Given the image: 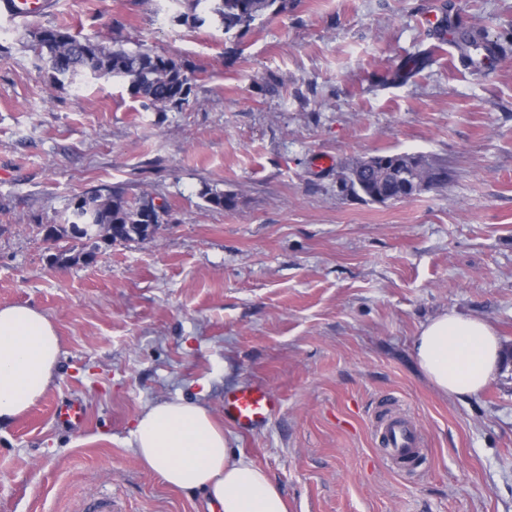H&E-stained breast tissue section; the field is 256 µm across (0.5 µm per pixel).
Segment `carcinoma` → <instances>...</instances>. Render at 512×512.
I'll list each match as a JSON object with an SVG mask.
<instances>
[{"instance_id":"1","label":"carcinoma","mask_w":512,"mask_h":512,"mask_svg":"<svg viewBox=\"0 0 512 512\" xmlns=\"http://www.w3.org/2000/svg\"><path fill=\"white\" fill-rule=\"evenodd\" d=\"M187 12L176 19L193 20L198 25L211 19L228 35H241L266 15L287 9L288 0H182ZM34 51L38 60L52 72L54 79L73 77L81 72L94 76H110L128 84L130 93L143 106L159 112L180 109L190 103L193 75L188 66L174 57L142 49H129L120 41L107 47L56 27H42L34 32ZM461 58L487 49L483 36L463 34L457 42ZM426 173L430 186L448 182V166L424 155L384 153L368 157L367 166L356 160L342 176L345 191L370 202L385 203L410 199L427 187L416 181L417 173ZM151 197L133 201L108 185H102L75 198L69 207L66 223L52 225L49 234L57 239L70 236L96 241L98 224H120L125 227L124 242L150 239L138 232L142 215L155 210Z\"/></svg>"}]
</instances>
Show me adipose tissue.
<instances>
[{"label":"adipose tissue","instance_id":"obj_1","mask_svg":"<svg viewBox=\"0 0 512 512\" xmlns=\"http://www.w3.org/2000/svg\"><path fill=\"white\" fill-rule=\"evenodd\" d=\"M412 355L431 385L467 398L498 372L502 345L491 325L455 312L424 323ZM60 343L53 323L27 305L0 306V424L22 415L49 389ZM142 465L169 487L205 491L219 512H288L265 469L238 459L208 408L182 398L146 406L131 432Z\"/></svg>","mask_w":512,"mask_h":512}]
</instances>
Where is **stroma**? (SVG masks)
Listing matches in <instances>:
<instances>
[{"instance_id": "1", "label": "stroma", "mask_w": 512, "mask_h": 512, "mask_svg": "<svg viewBox=\"0 0 512 512\" xmlns=\"http://www.w3.org/2000/svg\"><path fill=\"white\" fill-rule=\"evenodd\" d=\"M175 0H54L0 15V306L60 337L46 395L0 426V512H208L131 446L142 409L181 396L224 417L246 384L280 400L261 430L225 423L288 512H512V362L476 396L438 393L411 344L443 311L487 320L512 348V0H288L243 36L175 24ZM142 47L194 70L193 103L143 108L126 84L35 68L37 28ZM485 32L483 73L454 44ZM421 154L446 185L374 203L341 191L355 160ZM325 157L329 166L318 167ZM164 201L154 239L46 240L100 185ZM233 192L232 210L210 206ZM82 400L84 426L54 405ZM392 400L425 442L396 466L372 425Z\"/></svg>"}]
</instances>
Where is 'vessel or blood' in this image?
I'll return each instance as SVG.
<instances>
[{"instance_id":"vessel-or-blood-1","label":"vessel or blood","mask_w":512,"mask_h":512,"mask_svg":"<svg viewBox=\"0 0 512 512\" xmlns=\"http://www.w3.org/2000/svg\"><path fill=\"white\" fill-rule=\"evenodd\" d=\"M52 0H0V12L11 17H36L45 13ZM280 406L279 398L267 387L250 384L224 395V417L245 433L262 429ZM380 447L390 457H418L421 441L416 426L409 420L389 415L376 429Z\"/></svg>"}]
</instances>
